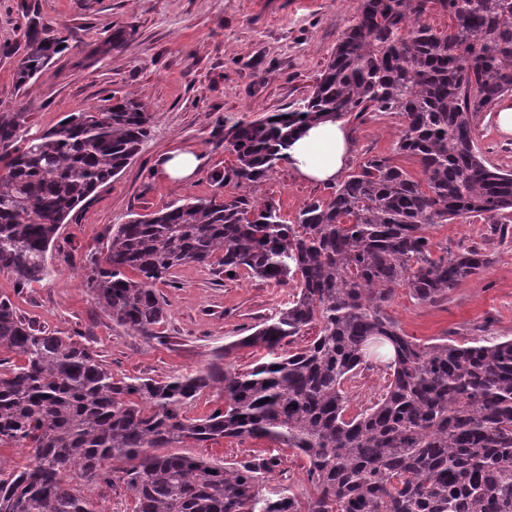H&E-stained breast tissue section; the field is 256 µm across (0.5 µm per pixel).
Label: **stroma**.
I'll list each match as a JSON object with an SVG mask.
<instances>
[{"instance_id":"1","label":"stroma","mask_w":512,"mask_h":512,"mask_svg":"<svg viewBox=\"0 0 512 512\" xmlns=\"http://www.w3.org/2000/svg\"><path fill=\"white\" fill-rule=\"evenodd\" d=\"M357 6V0H0V113L26 108L31 129L44 131L70 113L130 97L152 117L140 153L63 224L48 253L50 277L23 286L0 271V300H9L35 328L92 347L117 379L166 381L192 373L228 344L237 366L266 361L265 350L238 341L287 305L291 286L243 270L228 276L216 262L179 267L155 286L167 313L157 338L149 340L112 322L98 306L87 286L88 259L105 251L113 225L133 214L188 197L240 195L241 187L211 179L236 161L225 132L237 122L298 107L353 24ZM35 14L69 34L71 48L22 86L15 74L25 54L27 19ZM119 26L131 34L116 50L110 35ZM344 122L355 167L370 156L392 154L403 118L367 112ZM474 137L486 162L512 169V135L501 133L495 112L479 114ZM183 148L206 158L192 180L174 182L154 171L157 157ZM331 192V185L304 182L284 163L251 195L272 201L292 224L306 203ZM427 234L454 251L482 245L493 262L435 306L397 289L389 312L401 330L423 342L447 338L457 345L479 336L512 337V233L495 234L489 219L472 216L431 225ZM187 452L229 466L257 455L279 457L264 495L272 498L288 487L298 501L307 498L306 461L278 440L224 438Z\"/></svg>"}]
</instances>
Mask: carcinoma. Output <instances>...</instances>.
<instances>
[{
  "mask_svg": "<svg viewBox=\"0 0 512 512\" xmlns=\"http://www.w3.org/2000/svg\"><path fill=\"white\" fill-rule=\"evenodd\" d=\"M432 11L448 14L450 33L418 21ZM68 49L69 36L30 18L17 82ZM509 95L512 0H359L312 94L230 127L236 163L213 180L258 185L288 162L305 125L353 112L401 115L394 152L422 177L378 155L294 224L268 201L213 196L112 226L89 288L112 321L148 339L165 316L153 285L180 266L216 259L229 274L295 283L288 307L235 343L273 355L247 369L226 348L165 382L116 380L88 345L33 329L0 300V352L24 360L0 369V446L29 451L20 469L0 465V512H97L81 486L117 481L133 512H512V338L422 344L388 312L398 288L436 305L493 263L484 248L455 252L426 230L468 216L508 230L499 220L512 215V170L485 161L474 120ZM27 117L0 113V271L23 284L49 275L62 224L130 163L151 124L131 99L33 134ZM308 327L309 345L275 353ZM376 346L388 349L391 381L349 416L347 384L372 367ZM211 389L223 405L187 418L183 406ZM227 437L274 438L302 455L306 502L261 494L277 457L226 467L180 452Z\"/></svg>",
  "mask_w": 512,
  "mask_h": 512,
  "instance_id": "carcinoma-1",
  "label": "carcinoma"
}]
</instances>
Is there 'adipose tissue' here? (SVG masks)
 I'll return each instance as SVG.
<instances>
[{
	"label": "adipose tissue",
	"instance_id": "ef3b65f1",
	"mask_svg": "<svg viewBox=\"0 0 512 512\" xmlns=\"http://www.w3.org/2000/svg\"><path fill=\"white\" fill-rule=\"evenodd\" d=\"M351 137L341 120H327L305 127L291 140L288 163L304 180L332 183L348 163Z\"/></svg>",
	"mask_w": 512,
	"mask_h": 512
}]
</instances>
